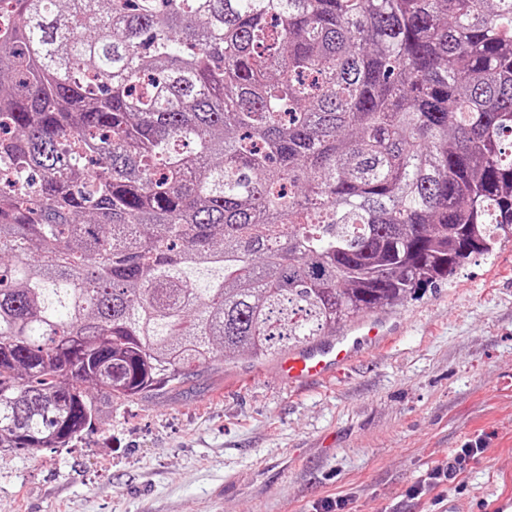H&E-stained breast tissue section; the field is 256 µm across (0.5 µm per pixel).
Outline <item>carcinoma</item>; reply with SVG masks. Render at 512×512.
I'll list each match as a JSON object with an SVG mask.
<instances>
[{"mask_svg":"<svg viewBox=\"0 0 512 512\" xmlns=\"http://www.w3.org/2000/svg\"><path fill=\"white\" fill-rule=\"evenodd\" d=\"M0 10V450L313 346L512 235V0Z\"/></svg>","mask_w":512,"mask_h":512,"instance_id":"cac0c4a2","label":"carcinoma"}]
</instances>
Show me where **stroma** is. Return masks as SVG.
Returning <instances> with one entry per match:
<instances>
[{"label":"stroma","instance_id":"obj_1","mask_svg":"<svg viewBox=\"0 0 512 512\" xmlns=\"http://www.w3.org/2000/svg\"><path fill=\"white\" fill-rule=\"evenodd\" d=\"M383 319L391 343L330 382L230 359L118 403L74 446L0 452V512H494L512 497V238ZM484 452L483 448H459L444 466H437L428 474L427 485L440 484L455 480L471 461L476 460Z\"/></svg>","mask_w":512,"mask_h":512}]
</instances>
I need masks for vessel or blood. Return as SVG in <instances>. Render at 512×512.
I'll use <instances>...</instances> for the list:
<instances>
[{"label":"vessel or blood","instance_id":"vessel-or-blood-1","mask_svg":"<svg viewBox=\"0 0 512 512\" xmlns=\"http://www.w3.org/2000/svg\"><path fill=\"white\" fill-rule=\"evenodd\" d=\"M389 335L384 321L361 318L352 329L336 338L288 353L279 362L280 375L291 385L330 381L361 352L387 343Z\"/></svg>","mask_w":512,"mask_h":512}]
</instances>
